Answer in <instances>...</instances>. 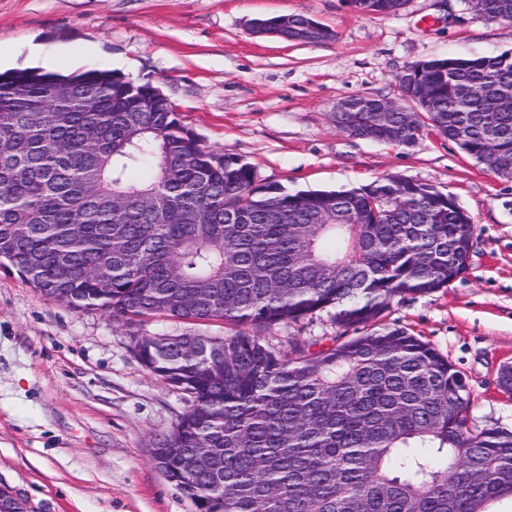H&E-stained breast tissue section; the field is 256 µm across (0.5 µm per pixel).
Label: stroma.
I'll return each instance as SVG.
<instances>
[{
    "mask_svg": "<svg viewBox=\"0 0 512 512\" xmlns=\"http://www.w3.org/2000/svg\"><path fill=\"white\" fill-rule=\"evenodd\" d=\"M303 14L334 41L252 34L261 15ZM0 69L119 72L158 86L199 143L233 154L291 190L345 191L386 176L453 195L475 225L469 269L448 288L395 298L383 322L428 342L464 376L468 425L512 431V178L430 130L409 146L336 128V104L393 102L412 64L512 52V23L470 0H405L363 15L348 0H0ZM330 313L265 335L281 350L320 348ZM185 395L134 356L126 327L46 298L0 267V487L34 512H193L150 457L185 411Z\"/></svg>",
    "mask_w": 512,
    "mask_h": 512,
    "instance_id": "stroma-1",
    "label": "stroma"
}]
</instances>
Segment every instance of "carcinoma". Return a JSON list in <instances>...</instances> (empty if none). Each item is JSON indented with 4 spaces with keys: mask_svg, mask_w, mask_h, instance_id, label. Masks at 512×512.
I'll return each mask as SVG.
<instances>
[{
    "mask_svg": "<svg viewBox=\"0 0 512 512\" xmlns=\"http://www.w3.org/2000/svg\"><path fill=\"white\" fill-rule=\"evenodd\" d=\"M405 0H364L390 14ZM512 21V0H481ZM424 114L500 174L512 112L487 127L512 53L426 61ZM352 113L363 140L415 137ZM454 196L398 176L290 192L199 144L171 102L115 71L0 73V265L44 297L127 327L142 365L190 405L152 459L194 512H494L512 501V431L470 430L461 373L391 301L448 287L473 248ZM329 309L340 329L283 352L263 333ZM155 316L232 336H153ZM356 335H348L349 331Z\"/></svg>",
    "mask_w": 512,
    "mask_h": 512,
    "instance_id": "obj_1",
    "label": "carcinoma"
}]
</instances>
